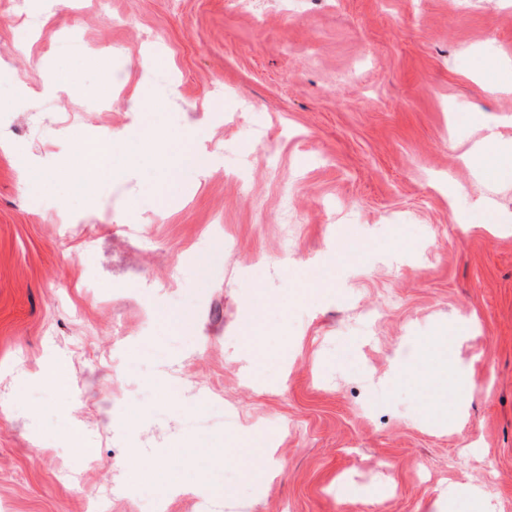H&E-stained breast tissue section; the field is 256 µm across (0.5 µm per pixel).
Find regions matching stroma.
I'll use <instances>...</instances> for the list:
<instances>
[{
	"label": "stroma",
	"mask_w": 512,
	"mask_h": 512,
	"mask_svg": "<svg viewBox=\"0 0 512 512\" xmlns=\"http://www.w3.org/2000/svg\"><path fill=\"white\" fill-rule=\"evenodd\" d=\"M33 6L0 0V512H448L451 484L512 512V178L470 157L512 140V0H69L16 43ZM149 46L150 124L210 157L162 204L151 156L96 181L70 136L135 122ZM450 328L458 427L395 373ZM71 86L69 80L56 72L52 67H46L39 94L58 98L68 93ZM323 275L313 277L307 273H303L299 277V288L294 294L295 299L302 300L318 291L328 289L335 283L333 271H323ZM261 336L258 316L253 315L251 322L243 331L242 345L250 352L251 367L255 372L262 369L266 359ZM262 437L258 434L250 433L245 435H231L224 443V447L239 448L229 455V461L238 466L245 477L249 480H255L266 473L265 464L260 455L252 451V448L259 447Z\"/></svg>",
	"instance_id": "obj_1"
}]
</instances>
